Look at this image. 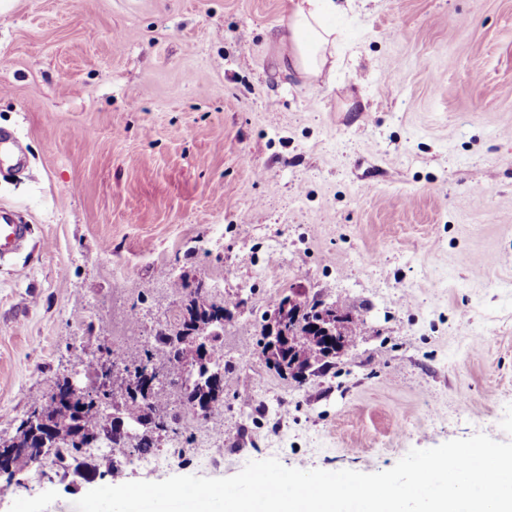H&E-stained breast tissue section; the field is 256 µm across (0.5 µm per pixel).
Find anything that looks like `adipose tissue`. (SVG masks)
<instances>
[{"instance_id":"obj_1","label":"adipose tissue","mask_w":512,"mask_h":512,"mask_svg":"<svg viewBox=\"0 0 512 512\" xmlns=\"http://www.w3.org/2000/svg\"><path fill=\"white\" fill-rule=\"evenodd\" d=\"M339 9L336 0H287L288 22L272 38L278 47V75L315 81L335 68L337 36L332 18Z\"/></svg>"}]
</instances>
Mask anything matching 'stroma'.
Instances as JSON below:
<instances>
[{"label": "stroma", "mask_w": 512, "mask_h": 512, "mask_svg": "<svg viewBox=\"0 0 512 512\" xmlns=\"http://www.w3.org/2000/svg\"><path fill=\"white\" fill-rule=\"evenodd\" d=\"M286 16V0L0 11V128L27 160L0 172V206L32 226L0 263V446L76 356L177 324L170 272L231 309L224 416L189 420L166 389L171 462L122 461L125 478L269 458L374 473L477 433L512 441V0H356L314 83L273 71ZM271 282L350 304L362 333L306 379L277 374L258 344ZM74 468L1 475L0 512H75L111 482Z\"/></svg>", "instance_id": "35a3bbf8"}]
</instances>
